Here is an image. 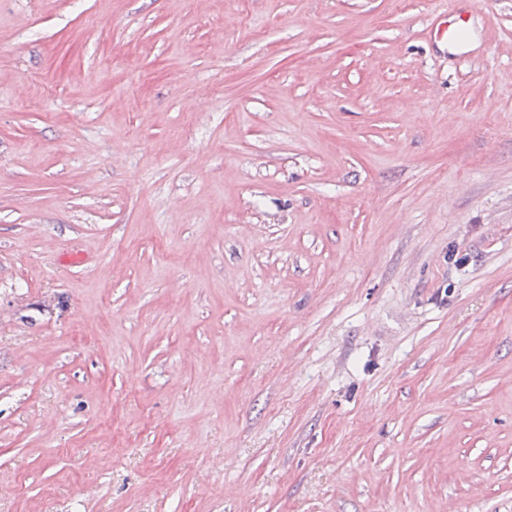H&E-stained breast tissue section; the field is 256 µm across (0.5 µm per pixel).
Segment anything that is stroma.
Instances as JSON below:
<instances>
[{"label":"stroma","mask_w":512,"mask_h":512,"mask_svg":"<svg viewBox=\"0 0 512 512\" xmlns=\"http://www.w3.org/2000/svg\"><path fill=\"white\" fill-rule=\"evenodd\" d=\"M0 512H512V0H0ZM447 22L438 16L428 29V36L434 40L442 37V40L448 43H454L458 39H462L465 32V26L461 24H451L445 26Z\"/></svg>","instance_id":"stroma-1"}]
</instances>
